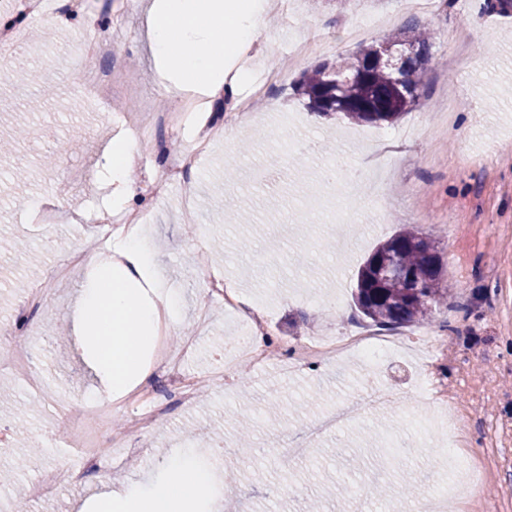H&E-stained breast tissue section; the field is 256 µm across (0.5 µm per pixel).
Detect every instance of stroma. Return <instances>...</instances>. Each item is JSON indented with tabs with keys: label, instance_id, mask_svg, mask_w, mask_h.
<instances>
[{
	"label": "stroma",
	"instance_id": "35a3bbf8",
	"mask_svg": "<svg viewBox=\"0 0 512 512\" xmlns=\"http://www.w3.org/2000/svg\"><path fill=\"white\" fill-rule=\"evenodd\" d=\"M51 14L24 15L23 0H0V25L25 17L21 38L0 46V140L17 122L27 136L9 154L0 153V323L13 325L16 343L30 348L31 371L43 379L28 387L16 369L0 367V390L11 404L0 425L12 428L14 446L0 457V512H15L16 492L26 491L33 470H16L31 442L41 467H57L64 512H82L108 490L129 482L152 489L169 460L185 448H204L211 434L225 447L238 444L242 413H251L258 454L226 456L230 483H219L214 512H352L350 489L362 488L367 512H424L430 490L441 493L438 512H512V5L487 0H437L427 17L410 15L403 0H294L289 17L267 14L252 65L255 76L282 73L270 95L254 98L251 120L238 118L234 103L204 109L202 127L218 132L184 181L157 197L144 196L132 209L150 211L144 235L154 265L179 297L185 330L198 314L197 296L209 275L224 276L242 300L262 304L271 355L249 375L234 371L226 385L212 373L223 367L225 345L244 326L223 303H213L208 326L181 373L207 384L206 398L170 403L150 433L130 434L138 456H124L110 476L85 472L73 484L69 467L80 464L58 425L69 406L87 399L112 401L85 361L71 316L90 274L88 263L68 262L71 250L108 239L96 224H56L38 229L29 221L34 202L57 198L72 212L110 210L104 180V150L112 139L133 138V111L166 109L164 84L146 37L147 0H133L113 19L102 0L82 10L67 0ZM372 15L382 25L377 40L418 24L432 34L423 94L391 125L350 124L311 111L297 91L299 81L358 48L343 34L345 23ZM481 27L474 39L471 23ZM319 29L321 52L289 61L292 42ZM105 33L113 52L108 67L123 69L127 91L101 101L80 85L79 72L95 66L85 55L86 31ZM423 125L434 136L405 143L380 164L363 165L371 138ZM163 150L138 148L131 176L159 177L163 158H179L191 135L166 131ZM376 188L375 200L353 195L350 172ZM403 224L416 225L437 247L448 287V309L429 323L397 327L399 347L388 362L363 358L326 360L302 372L283 368L285 347L335 336L366 325L352 288L376 244ZM45 289L44 302L22 309L25 289ZM434 360L437 381L459 414L458 440L482 498L471 501L463 483L448 492V457L411 443L404 409L430 415L431 396L419 392L420 367ZM373 386L392 394L395 405L362 413L339 431L309 441L303 456L282 464L285 435L303 432ZM301 487L297 496L288 489Z\"/></svg>",
	"mask_w": 512,
	"mask_h": 512
}]
</instances>
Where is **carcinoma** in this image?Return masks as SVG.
I'll return each mask as SVG.
<instances>
[{"instance_id": "carcinoma-1", "label": "carcinoma", "mask_w": 512, "mask_h": 512, "mask_svg": "<svg viewBox=\"0 0 512 512\" xmlns=\"http://www.w3.org/2000/svg\"><path fill=\"white\" fill-rule=\"evenodd\" d=\"M432 34L415 26L381 42L405 40L415 56L400 68L378 66L376 45L362 47L353 55L305 77L300 95L312 110L340 114L354 123H393L409 112L420 97L423 73L429 59ZM398 258L412 281L396 278L380 281L375 265ZM443 267L435 246L411 226L379 244L358 272L355 302L360 313L379 327L429 322L448 308V289L442 286Z\"/></svg>"}]
</instances>
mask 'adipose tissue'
<instances>
[{
	"instance_id": "adipose-tissue-1",
	"label": "adipose tissue",
	"mask_w": 512,
	"mask_h": 512,
	"mask_svg": "<svg viewBox=\"0 0 512 512\" xmlns=\"http://www.w3.org/2000/svg\"><path fill=\"white\" fill-rule=\"evenodd\" d=\"M265 13L263 0H154L148 34L155 60L171 73L168 98L193 87H213L225 55L238 53L253 39ZM136 154V145L124 139L113 140L108 151L114 209L129 206L139 194L130 177ZM111 248V260H92L98 276L80 296L75 328L92 341L93 366L118 393L145 378L143 354L159 316L167 315L176 329L181 313L154 271L144 239L117 235ZM168 468L167 484L148 492L129 487L123 496L105 501L99 512H198L215 474L194 448L174 457Z\"/></svg>"
}]
</instances>
